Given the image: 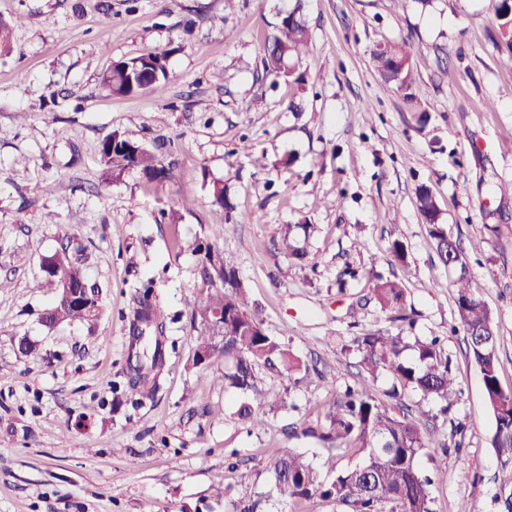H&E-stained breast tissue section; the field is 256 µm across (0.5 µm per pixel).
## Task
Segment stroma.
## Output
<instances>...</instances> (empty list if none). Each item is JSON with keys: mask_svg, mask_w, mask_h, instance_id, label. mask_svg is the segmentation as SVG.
Returning a JSON list of instances; mask_svg holds the SVG:
<instances>
[{"mask_svg": "<svg viewBox=\"0 0 512 512\" xmlns=\"http://www.w3.org/2000/svg\"><path fill=\"white\" fill-rule=\"evenodd\" d=\"M294 0H0L21 17L0 56V512H224L244 489L280 495L266 464L302 453L323 478L353 463L290 436L316 421L336 391L367 382L346 349L363 332L395 331L371 295L398 276L420 337L443 338L460 390L447 439L461 452L422 457L443 479L436 512H498L494 418L456 320L455 273L439 260L416 202L427 186L459 244L500 336L501 384L512 389V68L501 62L493 0H304L311 30L301 83L265 78L264 41ZM412 49L413 102L384 83L369 51ZM163 54V93L116 97L101 82L112 62ZM54 113L46 122V113ZM159 145L169 178H113L100 148L113 132ZM235 211L209 203L212 182ZM194 197L183 208L184 197ZM165 214L174 223L162 222ZM285 224H310L317 267L278 248ZM210 238L232 258L269 335L306 365L293 378L261 370L258 386L287 409L262 428L237 416L242 396L224 362L193 365L197 255L181 237ZM402 242L405 262L391 252ZM99 289L93 326L45 328L54 300L43 262L60 249ZM168 316L165 366L153 399L128 384V316L143 284ZM36 340L33 359L17 339ZM223 489L225 500L213 492Z\"/></svg>", "mask_w": 512, "mask_h": 512, "instance_id": "1", "label": "stroma"}]
</instances>
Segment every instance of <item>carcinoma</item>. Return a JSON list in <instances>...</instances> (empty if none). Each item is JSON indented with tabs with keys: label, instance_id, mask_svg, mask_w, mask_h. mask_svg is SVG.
<instances>
[{
	"label": "carcinoma",
	"instance_id": "cac0c4a2",
	"mask_svg": "<svg viewBox=\"0 0 512 512\" xmlns=\"http://www.w3.org/2000/svg\"><path fill=\"white\" fill-rule=\"evenodd\" d=\"M500 41L508 51L505 64L512 67V6L509 0H496ZM311 36L302 12L301 0L293 9L280 15L274 32L267 39L262 57L263 71L277 79H292L298 83L297 67L309 51ZM379 75L392 81L388 72L398 74L400 89L407 90L413 82L412 54L405 43L386 42L375 45L370 52ZM167 82L164 56L150 53L116 61L103 78V87L113 95H133L161 92ZM107 172L114 176L136 168L150 180H163L170 169L161 165L153 149L115 132L101 147ZM418 210L429 227L441 262L460 268L453 282L456 288L457 317L467 348L479 367L486 402L493 414L495 430L493 447L502 463L500 494L502 512H512V390L506 391L499 380L500 341L497 327L485 302L471 279L466 263L456 243L448 238L446 225L439 222V210L430 191L418 187ZM211 205L232 213L235 209L224 183L216 181L209 188ZM295 227L287 225L280 246L287 255L301 261L315 262L316 255L307 246H298ZM180 247L201 255L198 275L203 294L192 314L195 347L208 346L207 360L222 359L225 383L246 396L237 409L238 416L254 427L263 425L260 412L265 408H283L285 401L278 392H263L258 388L257 369L264 367L282 375L301 370V360L279 339L268 335L256 310L249 307L245 286L237 268L225 254L213 250L199 237H187ZM54 269L50 284L55 301L46 310L53 325L74 322L92 324L101 314L99 290L89 286V297L72 298L74 289L86 281L82 269L70 259L67 249L49 259ZM152 285L145 286L136 297L129 325L140 326L151 339L145 341L148 355H129L131 381L144 389L153 390L164 361V341L154 339L166 326L164 310L153 300ZM372 291L384 312L401 322L397 333H363L350 341V348L361 357L364 371L372 379L386 374L393 379L387 392L390 401L374 396L369 386L346 388L336 395L323 410L322 418L301 428L304 437L313 439L323 448L343 454L354 448L359 461L338 471L329 480L303 454L282 448L267 462V470L283 493L285 501L321 499L336 505L340 512H434L431 487L440 474H428L418 465V459L428 450H448L449 445L435 444L424 433L423 423L430 411L417 404L400 411L398 401L407 389L420 395L421 400L443 402L440 413L457 398L451 361L440 340L414 338L406 341L403 333L414 329V321L405 311V290L393 278L378 277ZM218 312L224 313V347L208 344L209 323ZM263 496L249 494L230 502L229 512H265Z\"/></svg>",
	"mask_w": 512,
	"mask_h": 512
}]
</instances>
